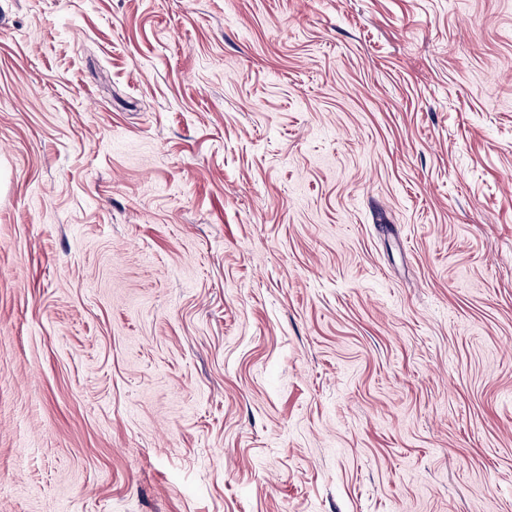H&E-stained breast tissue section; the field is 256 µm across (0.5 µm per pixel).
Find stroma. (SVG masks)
I'll use <instances>...</instances> for the list:
<instances>
[{
  "instance_id": "stroma-1",
  "label": "stroma",
  "mask_w": 512,
  "mask_h": 512,
  "mask_svg": "<svg viewBox=\"0 0 512 512\" xmlns=\"http://www.w3.org/2000/svg\"><path fill=\"white\" fill-rule=\"evenodd\" d=\"M0 512H512V0H0Z\"/></svg>"
}]
</instances>
